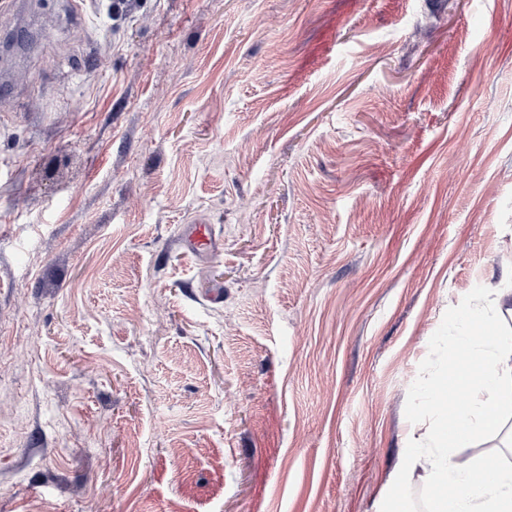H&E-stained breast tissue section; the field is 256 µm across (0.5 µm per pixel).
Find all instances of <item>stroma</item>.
I'll use <instances>...</instances> for the list:
<instances>
[{
	"label": "stroma",
	"mask_w": 512,
	"mask_h": 512,
	"mask_svg": "<svg viewBox=\"0 0 512 512\" xmlns=\"http://www.w3.org/2000/svg\"><path fill=\"white\" fill-rule=\"evenodd\" d=\"M19 26L0 512H382L435 339L512 275V0H0Z\"/></svg>",
	"instance_id": "1"
}]
</instances>
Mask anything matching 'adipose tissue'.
<instances>
[{"mask_svg":"<svg viewBox=\"0 0 512 512\" xmlns=\"http://www.w3.org/2000/svg\"><path fill=\"white\" fill-rule=\"evenodd\" d=\"M512 278L475 289L452 313L448 334L435 349L454 355L442 378L421 394L441 421L409 439L400 468L422 471L435 495L429 512H512V463L461 449L503 429L504 410H512Z\"/></svg>","mask_w":512,"mask_h":512,"instance_id":"ef3b65f1","label":"adipose tissue"}]
</instances>
